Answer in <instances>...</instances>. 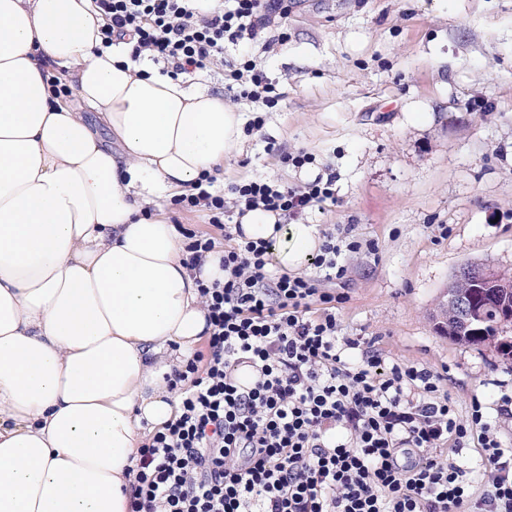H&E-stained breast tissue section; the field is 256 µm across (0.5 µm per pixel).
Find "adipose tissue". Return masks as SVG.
<instances>
[{
  "label": "adipose tissue",
  "instance_id": "ef3b65f1",
  "mask_svg": "<svg viewBox=\"0 0 512 512\" xmlns=\"http://www.w3.org/2000/svg\"><path fill=\"white\" fill-rule=\"evenodd\" d=\"M102 25L90 0H0V512H131L145 430L179 406L164 377L206 335L198 288L224 278L223 249L185 265L164 205L223 170L242 115L101 49ZM275 222L242 228L298 269L318 231Z\"/></svg>",
  "mask_w": 512,
  "mask_h": 512
}]
</instances>
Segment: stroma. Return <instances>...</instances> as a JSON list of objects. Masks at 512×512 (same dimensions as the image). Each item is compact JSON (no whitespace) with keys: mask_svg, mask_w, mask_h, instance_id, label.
<instances>
[{"mask_svg":"<svg viewBox=\"0 0 512 512\" xmlns=\"http://www.w3.org/2000/svg\"><path fill=\"white\" fill-rule=\"evenodd\" d=\"M270 47L242 42L282 98L247 133L214 188L262 175L336 177L309 210L318 232L351 225L363 247L335 289L338 333L437 372L459 413L512 390L494 346L438 335L432 317L459 271L512 276V0H289ZM312 155L297 168L284 155Z\"/></svg>","mask_w":512,"mask_h":512,"instance_id":"obj_1","label":"stroma"}]
</instances>
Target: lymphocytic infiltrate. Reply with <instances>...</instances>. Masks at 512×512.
<instances>
[{"label": "lymphocytic infiltrate", "mask_w": 512, "mask_h": 512, "mask_svg": "<svg viewBox=\"0 0 512 512\" xmlns=\"http://www.w3.org/2000/svg\"><path fill=\"white\" fill-rule=\"evenodd\" d=\"M101 44H126L132 61L160 64L171 79L224 66L230 97L281 99L249 56L225 63L227 45L257 40L284 0H92ZM214 177L175 197L205 208L224 233V280L204 285L210 334L170 379L175 416L138 452L132 512H512V449L495 436L483 400L466 416L441 377L382 356L374 343L338 333L332 286L359 252L350 228L326 234L320 273L272 275L273 241L246 239L230 213L263 208L297 218L335 199L333 178L290 187L257 178L214 191ZM321 306L310 316L312 303ZM480 430L484 491L447 456Z\"/></svg>", "instance_id": "lymphocytic-infiltrate-1"}]
</instances>
